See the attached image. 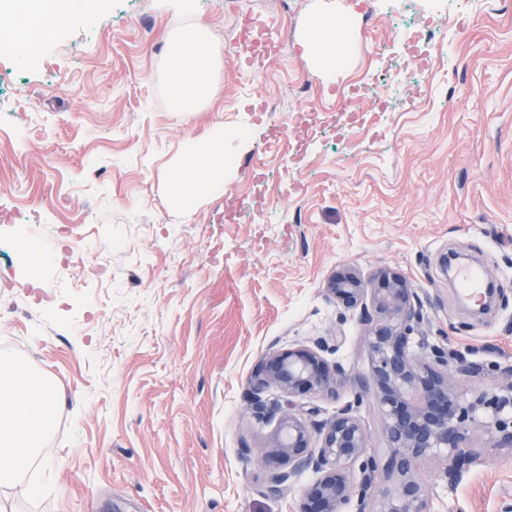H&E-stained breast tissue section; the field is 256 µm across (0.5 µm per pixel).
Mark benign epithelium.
<instances>
[{
  "mask_svg": "<svg viewBox=\"0 0 512 512\" xmlns=\"http://www.w3.org/2000/svg\"><path fill=\"white\" fill-rule=\"evenodd\" d=\"M326 291L358 312L369 369L352 378L340 363L329 367L322 358L324 340L256 361L250 375L251 412L277 419L266 449L256 456L265 489L279 495L311 470L318 479L305 491L299 512H338L351 500L356 512H430L422 478L430 461L442 460L445 477L453 481L476 460L471 441L477 429L491 436L494 447L512 449V368H495L497 383L486 388L482 380L488 368L481 363L450 364L436 352L415 353L423 303L412 283L390 268L379 269L369 282L342 269L327 281ZM347 382L355 388L354 400L326 420H307L292 400L316 393L336 401ZM465 385L473 387L469 400L462 399ZM272 388L290 397L288 408L267 399ZM366 397L382 416L384 457L368 448L357 415ZM355 468L361 475L357 483L350 478Z\"/></svg>",
  "mask_w": 512,
  "mask_h": 512,
  "instance_id": "benign-epithelium-1",
  "label": "benign epithelium"
}]
</instances>
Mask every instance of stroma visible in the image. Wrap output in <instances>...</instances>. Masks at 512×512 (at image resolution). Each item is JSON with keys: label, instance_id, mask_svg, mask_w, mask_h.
<instances>
[{"label": "stroma", "instance_id": "stroma-1", "mask_svg": "<svg viewBox=\"0 0 512 512\" xmlns=\"http://www.w3.org/2000/svg\"><path fill=\"white\" fill-rule=\"evenodd\" d=\"M90 2L30 59L0 37V205L11 217L0 235L65 224L112 268L78 288L64 263L32 281L0 251V351L60 398L39 461L0 486V506L297 512L316 476L266 492L252 454L273 427L250 413L249 376L264 355L320 338L328 364L367 369L357 313L323 290L344 267L410 279L423 351L512 365V0ZM323 9L351 28L331 81L300 44ZM247 17L269 46L250 64L234 37ZM395 21L432 37H396ZM195 24L224 47L219 91L179 112L164 75L173 40ZM356 82L389 97L376 123L347 118ZM219 125L251 131L223 191L173 207L171 159ZM256 164L268 216L226 223ZM119 236L126 248L109 250ZM450 253L495 279L501 297L486 314L460 309L439 270ZM472 447L479 458L455 481L438 462L426 473L430 512H512V450L481 431Z\"/></svg>", "mask_w": 512, "mask_h": 512}]
</instances>
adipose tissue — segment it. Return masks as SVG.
I'll return each mask as SVG.
<instances>
[{"mask_svg": "<svg viewBox=\"0 0 512 512\" xmlns=\"http://www.w3.org/2000/svg\"><path fill=\"white\" fill-rule=\"evenodd\" d=\"M304 45L323 66L327 77L336 74L342 33L335 23L318 17L306 29ZM221 49L204 26L188 33L173 52L168 79L177 111H196L215 92L214 64ZM235 128L212 127L184 143L170 164L169 189L181 208L224 188L225 144L238 141ZM57 406L53 387L44 378L23 371L13 360L0 358V485L23 473L49 433Z\"/></svg>", "mask_w": 512, "mask_h": 512, "instance_id": "obj_1", "label": "adipose tissue"}]
</instances>
